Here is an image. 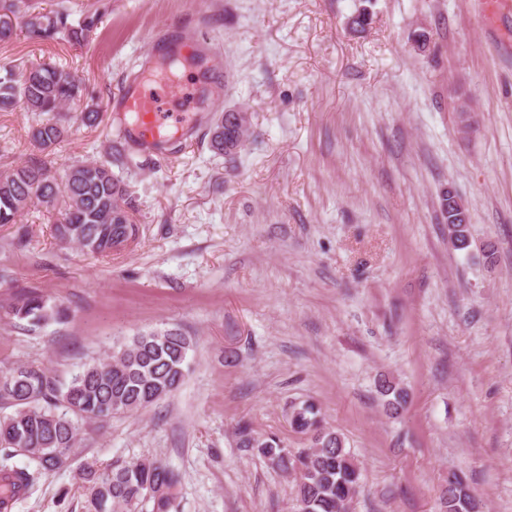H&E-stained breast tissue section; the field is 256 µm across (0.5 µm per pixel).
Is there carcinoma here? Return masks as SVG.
Segmentation results:
<instances>
[{
	"label": "carcinoma",
	"mask_w": 512,
	"mask_h": 512,
	"mask_svg": "<svg viewBox=\"0 0 512 512\" xmlns=\"http://www.w3.org/2000/svg\"><path fill=\"white\" fill-rule=\"evenodd\" d=\"M63 6L44 13L36 0H3L0 4V42L6 43L23 30L41 44L58 40H87L95 17L76 27ZM0 75V110L18 106L35 116L31 137L38 149L49 152L66 140L72 129L71 105H84L81 121L96 123L101 109L84 82L71 70L44 63L13 65ZM250 124L219 116L208 131L209 147L217 155L230 156L240 149ZM64 203L55 225L57 239L75 244L90 255L126 249L136 242L139 228L128 184L112 173L107 161L86 160L52 174L48 157L33 158L0 173V224H18L37 203L47 210ZM448 239L463 249L469 245L468 228L448 225ZM12 315L33 326L63 317L39 296L23 297ZM191 340L176 327L139 332L120 351L86 364L69 384L60 385L42 368L20 365L0 377V404L13 408L0 417V447L35 465L13 468L0 463L4 490L24 494L38 476L59 469L72 460L79 433L78 421L97 420L117 413L138 412L176 391L185 378ZM392 414L406 403V392L390 380L379 382ZM64 411H57L58 407ZM291 427L309 436L311 445L292 452L274 437L256 433L249 423L238 425L237 446L257 450L273 466L293 476L298 512H342L345 503L361 490V468L345 447L341 433L327 427L320 408L306 401L293 408ZM82 478L89 483L86 512H177L173 489L180 475L154 458L117 462L100 470L86 466ZM442 512H477L478 504L467 482L448 474L441 496Z\"/></svg>",
	"instance_id": "cac0c4a2"
}]
</instances>
